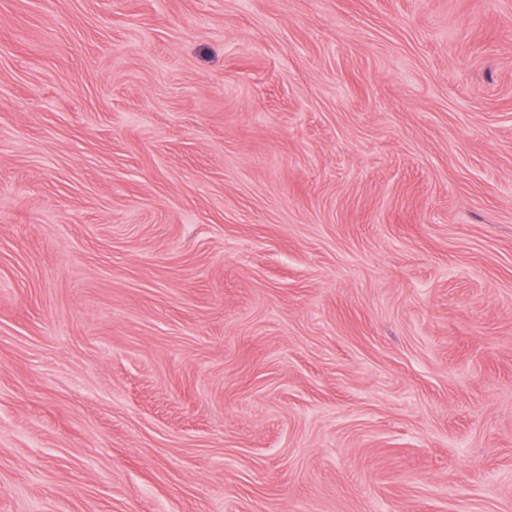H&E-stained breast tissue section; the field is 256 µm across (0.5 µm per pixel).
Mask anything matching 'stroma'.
Wrapping results in <instances>:
<instances>
[{
    "label": "stroma",
    "instance_id": "stroma-1",
    "mask_svg": "<svg viewBox=\"0 0 512 512\" xmlns=\"http://www.w3.org/2000/svg\"><path fill=\"white\" fill-rule=\"evenodd\" d=\"M0 512H512V0H0Z\"/></svg>",
    "mask_w": 512,
    "mask_h": 512
}]
</instances>
